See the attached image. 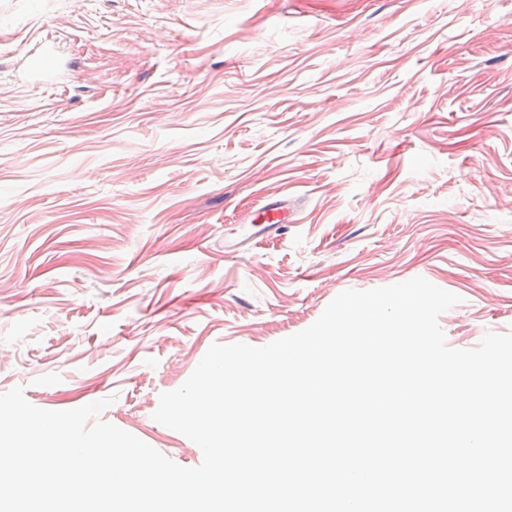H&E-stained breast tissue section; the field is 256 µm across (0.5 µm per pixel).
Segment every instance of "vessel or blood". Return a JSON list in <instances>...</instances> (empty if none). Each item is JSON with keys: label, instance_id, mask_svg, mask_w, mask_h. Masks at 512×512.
I'll return each instance as SVG.
<instances>
[{"label": "vessel or blood", "instance_id": "b4317fda", "mask_svg": "<svg viewBox=\"0 0 512 512\" xmlns=\"http://www.w3.org/2000/svg\"><path fill=\"white\" fill-rule=\"evenodd\" d=\"M301 209L300 198L287 195L268 197L255 215L241 222L231 235L225 236V254H239L279 235L289 224L295 223Z\"/></svg>", "mask_w": 512, "mask_h": 512}]
</instances>
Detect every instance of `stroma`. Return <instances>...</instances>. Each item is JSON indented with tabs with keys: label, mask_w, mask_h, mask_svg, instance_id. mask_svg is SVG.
I'll return each instance as SVG.
<instances>
[{
	"label": "stroma",
	"mask_w": 512,
	"mask_h": 512,
	"mask_svg": "<svg viewBox=\"0 0 512 512\" xmlns=\"http://www.w3.org/2000/svg\"><path fill=\"white\" fill-rule=\"evenodd\" d=\"M416 276L448 346L512 332V0H0V393L194 467L153 414L212 344ZM302 199L279 195L268 197L265 204L248 220L238 224L231 235L224 236V252L237 255L264 240L279 235L288 224H295L302 210Z\"/></svg>",
	"instance_id": "obj_1"
}]
</instances>
